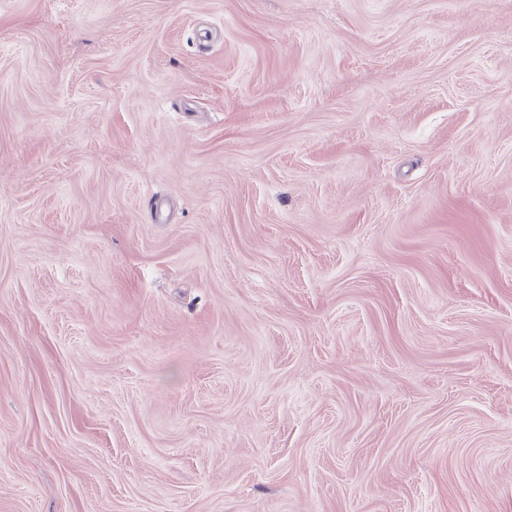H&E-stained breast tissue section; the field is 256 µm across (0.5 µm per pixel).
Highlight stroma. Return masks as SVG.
<instances>
[{"mask_svg": "<svg viewBox=\"0 0 512 512\" xmlns=\"http://www.w3.org/2000/svg\"><path fill=\"white\" fill-rule=\"evenodd\" d=\"M0 512H512V0H0Z\"/></svg>", "mask_w": 512, "mask_h": 512, "instance_id": "obj_1", "label": "stroma"}]
</instances>
